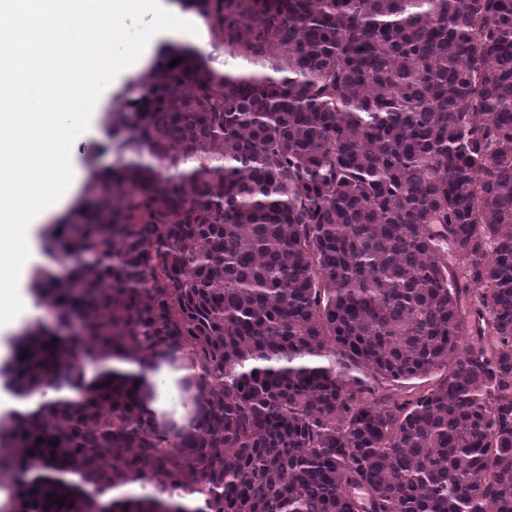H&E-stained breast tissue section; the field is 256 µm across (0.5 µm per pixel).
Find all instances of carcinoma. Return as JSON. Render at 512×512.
I'll return each mask as SVG.
<instances>
[{
    "instance_id": "cac0c4a2",
    "label": "carcinoma",
    "mask_w": 512,
    "mask_h": 512,
    "mask_svg": "<svg viewBox=\"0 0 512 512\" xmlns=\"http://www.w3.org/2000/svg\"><path fill=\"white\" fill-rule=\"evenodd\" d=\"M179 2L249 67L169 46L110 113L130 160L43 234L66 274L33 270L52 321L9 368L78 400L0 419V481L21 512H512V0ZM160 347L192 431L85 379Z\"/></svg>"
}]
</instances>
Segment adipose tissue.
<instances>
[{"label": "adipose tissue", "instance_id": "adipose-tissue-1", "mask_svg": "<svg viewBox=\"0 0 512 512\" xmlns=\"http://www.w3.org/2000/svg\"><path fill=\"white\" fill-rule=\"evenodd\" d=\"M70 2L33 0L32 4L18 5L14 0H0V35L8 39L13 30L29 22L41 27V44L59 52L74 29L79 31L81 40L107 41L108 31L95 15H84L80 25H72ZM105 4L112 23L121 27L140 16L152 18L151 26L127 45L124 58L113 61L111 72L116 78L142 65L157 37L186 39L196 26L194 19L172 10L162 0H105ZM80 67L77 55L66 56L60 52L56 61L40 69L35 90L19 94L0 85V188L15 185L11 164L17 160L27 163L47 185L23 223L0 225V326L7 329H17L23 320L40 315V305L19 286L23 274L48 262L37 246L35 227L37 222L60 210L83 180L81 171L62 159H50L46 151L47 145L63 144L95 127L104 102L100 90L102 73H94L95 90L81 93L68 115L47 109L48 100L62 89L64 74ZM112 370L135 377L138 392L146 396V413L166 417L180 428L186 426L194 406L191 401L181 399L178 382L195 375V368L174 370L157 357L144 362L110 360L102 368L88 369L86 376L92 379L99 372Z\"/></svg>", "mask_w": 512, "mask_h": 512}]
</instances>
